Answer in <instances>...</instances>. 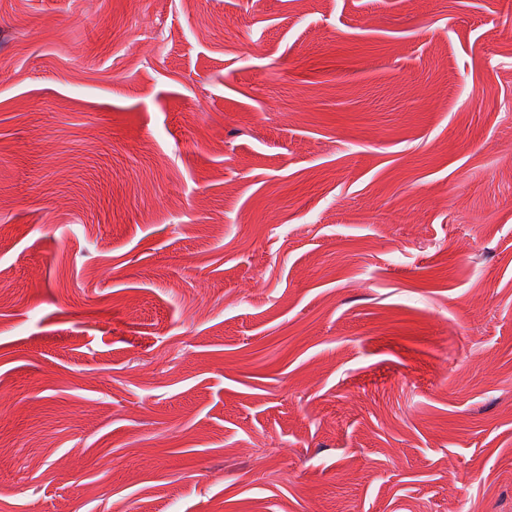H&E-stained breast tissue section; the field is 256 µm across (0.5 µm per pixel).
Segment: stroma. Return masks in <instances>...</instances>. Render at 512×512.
I'll list each match as a JSON object with an SVG mask.
<instances>
[{
	"label": "stroma",
	"mask_w": 512,
	"mask_h": 512,
	"mask_svg": "<svg viewBox=\"0 0 512 512\" xmlns=\"http://www.w3.org/2000/svg\"><path fill=\"white\" fill-rule=\"evenodd\" d=\"M0 284V512H512V0H0Z\"/></svg>",
	"instance_id": "1"
}]
</instances>
